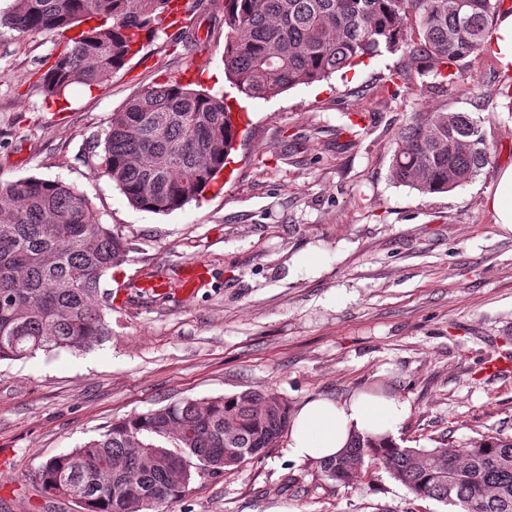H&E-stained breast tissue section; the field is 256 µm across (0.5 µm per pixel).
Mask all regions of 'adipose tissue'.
Segmentation results:
<instances>
[{"label":"adipose tissue","mask_w":512,"mask_h":512,"mask_svg":"<svg viewBox=\"0 0 512 512\" xmlns=\"http://www.w3.org/2000/svg\"><path fill=\"white\" fill-rule=\"evenodd\" d=\"M410 411L409 401L393 393L310 398L291 416L288 455L297 461L319 462L338 455L356 433L394 438Z\"/></svg>","instance_id":"adipose-tissue-1"}]
</instances>
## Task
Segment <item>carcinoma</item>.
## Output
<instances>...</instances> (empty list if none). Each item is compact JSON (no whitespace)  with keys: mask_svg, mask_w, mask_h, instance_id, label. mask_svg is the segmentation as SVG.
<instances>
[{"mask_svg":"<svg viewBox=\"0 0 512 512\" xmlns=\"http://www.w3.org/2000/svg\"><path fill=\"white\" fill-rule=\"evenodd\" d=\"M170 0H13L0 27L58 30L66 47L42 78L46 96L73 84L99 87L124 67L142 34L159 29ZM505 0H225L224 70L248 99H269L323 80L362 58L403 51L424 73L489 53ZM224 94L167 80L112 113L95 169L135 209L166 214L196 198L224 168L235 138ZM479 121L467 112H415L390 162L397 184L423 195L451 191L490 162ZM122 236L99 222L88 198L36 177L0 186V360L90 351L112 336L102 283L125 262ZM277 393L183 398L113 424L41 468L43 492L81 512H172L195 470L218 477L272 448L289 427ZM405 486L412 501L453 512H512V437L462 448L402 447L356 435L320 463L344 486L370 468Z\"/></svg>","mask_w":512,"mask_h":512,"instance_id":"cac0c4a2","label":"carcinoma"}]
</instances>
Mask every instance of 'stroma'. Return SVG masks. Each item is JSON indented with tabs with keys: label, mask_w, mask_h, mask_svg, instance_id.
I'll list each match as a JSON object with an SVG mask.
<instances>
[{
	"label": "stroma",
	"mask_w": 512,
	"mask_h": 512,
	"mask_svg": "<svg viewBox=\"0 0 512 512\" xmlns=\"http://www.w3.org/2000/svg\"><path fill=\"white\" fill-rule=\"evenodd\" d=\"M181 2L191 26L210 31L197 47L173 30L145 39L104 85H72L55 104L40 76L60 33L0 28V184H70L130 247L103 284L109 342L0 361V451L10 456L0 512H78L41 492L42 465L183 397L271 389L293 410L318 395L394 393L411 405L400 445L512 437V374L483 370L512 358V234L486 206L512 164V112L498 94L512 71L470 57L452 82L415 73L395 96L386 78L410 65L398 52L246 101L248 125L219 181L181 209L148 213L94 169L90 149L113 111L198 62L194 88L238 95L224 75V28L209 24L224 0ZM442 109L480 119L493 156L472 182L422 195L393 182L390 150L413 113ZM196 260L212 273L196 297L135 287L158 266ZM286 446L218 477L194 473L174 512H405L409 493L385 472L347 488L318 463L289 460Z\"/></svg>",
	"instance_id": "obj_1"
}]
</instances>
